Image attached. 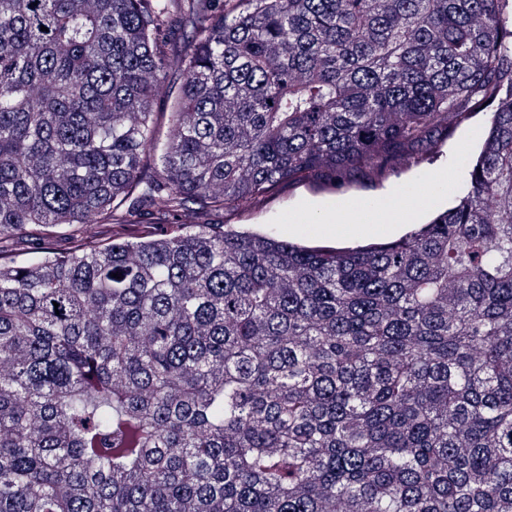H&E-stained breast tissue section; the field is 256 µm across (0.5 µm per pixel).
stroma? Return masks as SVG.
Returning a JSON list of instances; mask_svg holds the SVG:
<instances>
[{
  "instance_id": "35a3bbf8",
  "label": "stroma",
  "mask_w": 512,
  "mask_h": 512,
  "mask_svg": "<svg viewBox=\"0 0 512 512\" xmlns=\"http://www.w3.org/2000/svg\"><path fill=\"white\" fill-rule=\"evenodd\" d=\"M486 126L485 117L474 118L470 124L457 129L436 155L409 163L379 185L360 184L345 193L306 186L284 188L250 203L244 211L210 215L209 221L224 225L228 230L248 229L309 246L344 247L356 241L349 236L347 226L326 223L325 218L336 210L353 208L359 212V223L365 226L358 241L367 244L398 239L408 231L410 224L427 223L434 212L452 207L466 194L469 188L467 162L469 157L478 154L480 135ZM442 175L450 177V187L436 192L425 209L411 215L409 223L384 224L377 219V202H402L419 194L429 180Z\"/></svg>"
}]
</instances>
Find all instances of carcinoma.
I'll list each match as a JSON object with an SVG mask.
<instances>
[{
  "label": "carcinoma",
  "instance_id": "carcinoma-1",
  "mask_svg": "<svg viewBox=\"0 0 512 512\" xmlns=\"http://www.w3.org/2000/svg\"><path fill=\"white\" fill-rule=\"evenodd\" d=\"M481 112L468 193L398 240L178 223L380 183ZM31 227L0 512H512V0H0V243ZM107 229L106 224H77L73 234L68 232L56 234L53 247L58 253H67L80 242L98 245L104 239Z\"/></svg>",
  "mask_w": 512,
  "mask_h": 512
}]
</instances>
